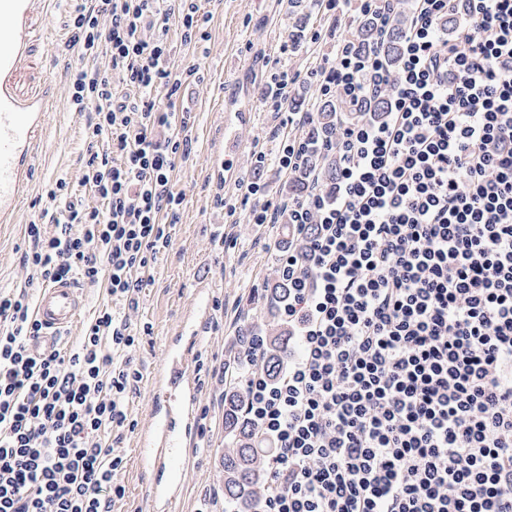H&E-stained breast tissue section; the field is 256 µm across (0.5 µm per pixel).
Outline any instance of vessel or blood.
Returning a JSON list of instances; mask_svg holds the SVG:
<instances>
[{"label": "vessel or blood", "mask_w": 512, "mask_h": 512, "mask_svg": "<svg viewBox=\"0 0 512 512\" xmlns=\"http://www.w3.org/2000/svg\"><path fill=\"white\" fill-rule=\"evenodd\" d=\"M60 0H0V224L20 221L30 191L31 172L51 123L55 95L46 88H19L34 58L36 43L46 51L49 21ZM197 304L177 335L168 337L160 366L151 374L148 420L138 436L145 512H182L188 477L196 467L202 390L194 376L211 314V290L197 283ZM87 304L74 280L44 284L33 317L52 335L71 326Z\"/></svg>", "instance_id": "1"}]
</instances>
